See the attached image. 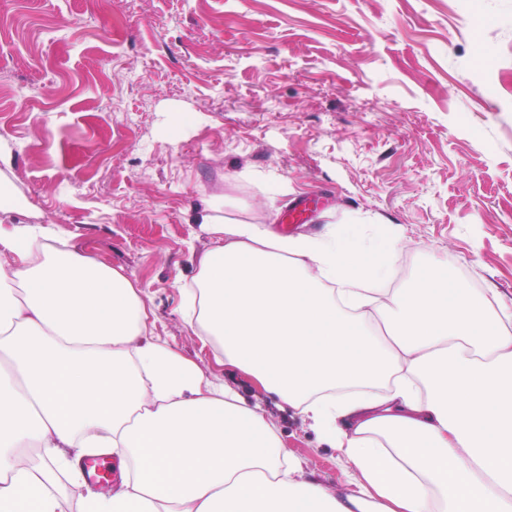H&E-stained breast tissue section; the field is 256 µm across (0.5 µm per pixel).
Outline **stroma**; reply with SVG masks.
I'll list each match as a JSON object with an SVG mask.
<instances>
[{
	"label": "stroma",
	"mask_w": 512,
	"mask_h": 512,
	"mask_svg": "<svg viewBox=\"0 0 512 512\" xmlns=\"http://www.w3.org/2000/svg\"><path fill=\"white\" fill-rule=\"evenodd\" d=\"M0 174L81 254L142 288L155 334L261 401L329 485L345 464L180 314L227 218L401 234L512 306V0H0Z\"/></svg>",
	"instance_id": "35a3bbf8"
}]
</instances>
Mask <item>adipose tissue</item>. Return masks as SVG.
Here are the masks:
<instances>
[{
    "label": "adipose tissue",
    "instance_id": "obj_1",
    "mask_svg": "<svg viewBox=\"0 0 512 512\" xmlns=\"http://www.w3.org/2000/svg\"><path fill=\"white\" fill-rule=\"evenodd\" d=\"M198 219L180 312L347 466L330 486L264 407L154 334L122 270L59 224L0 225V512H512V309L433 260L393 288L400 235L279 236ZM128 471L92 490L81 461Z\"/></svg>",
    "mask_w": 512,
    "mask_h": 512
}]
</instances>
